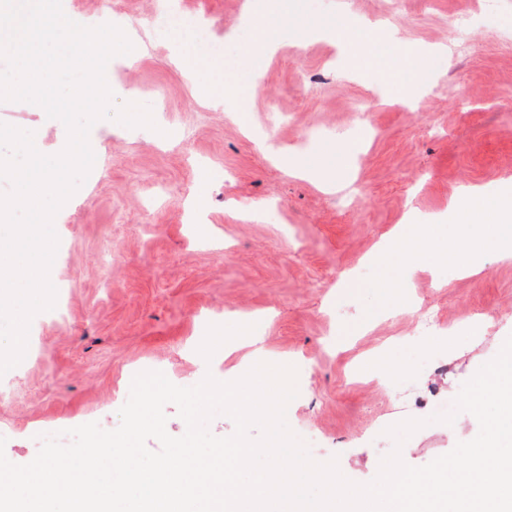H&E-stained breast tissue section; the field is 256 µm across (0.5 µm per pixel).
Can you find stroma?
I'll use <instances>...</instances> for the list:
<instances>
[{
    "mask_svg": "<svg viewBox=\"0 0 512 512\" xmlns=\"http://www.w3.org/2000/svg\"><path fill=\"white\" fill-rule=\"evenodd\" d=\"M307 2L289 34L284 0H62L75 22L127 35L135 56L106 67L112 104L150 107L156 127L106 118L90 131V177L54 219L56 306L33 318L28 358L0 376L12 463H30L50 427L116 429L132 373L159 371L181 387L243 376L250 347L227 343L208 360L195 351L228 312L262 314L266 355L298 370L290 428L320 435L321 461L337 459L353 482L373 480L393 449L421 467L478 434L467 412L450 425L425 417L512 336V262L488 254L476 274L420 273L387 291L368 256L400 224L433 225L447 244L475 234L449 223V207L463 190L512 185V0ZM174 7L235 46L227 69L256 82L251 132L178 64L183 45L164 22ZM258 14L269 53L247 36ZM462 14L468 28L453 29ZM348 19V47L320 38ZM397 44L434 52L405 74L408 105L377 77ZM366 47L376 65L353 73L347 57ZM0 123L33 132L46 155L67 136L29 102L0 101ZM278 152L336 171L343 186L327 191L291 176ZM202 185L210 247L185 231ZM426 310L454 335L412 341ZM418 351L439 365L414 374ZM367 357L403 364L412 382L405 411L386 380L362 368ZM407 419L424 425L396 446L386 430Z\"/></svg>",
    "mask_w": 512,
    "mask_h": 512,
    "instance_id": "stroma-1",
    "label": "stroma"
}]
</instances>
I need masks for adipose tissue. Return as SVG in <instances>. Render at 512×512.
Masks as SVG:
<instances>
[{"mask_svg": "<svg viewBox=\"0 0 512 512\" xmlns=\"http://www.w3.org/2000/svg\"><path fill=\"white\" fill-rule=\"evenodd\" d=\"M181 63L191 72H209L210 79L205 86L208 94L232 104L239 124L249 127V101L254 85L225 80L216 61L193 50L184 51ZM453 216L459 224L484 225L486 233L480 244L463 249L448 248L434 240L429 225H405L372 254L373 261L386 274L385 286H392L391 276L398 271L407 275L418 271L430 273L445 266L463 275L470 274L485 252L495 253L502 261L512 260V187L504 186L491 192H464L461 204L453 209Z\"/></svg>", "mask_w": 512, "mask_h": 512, "instance_id": "obj_1", "label": "adipose tissue"}]
</instances>
